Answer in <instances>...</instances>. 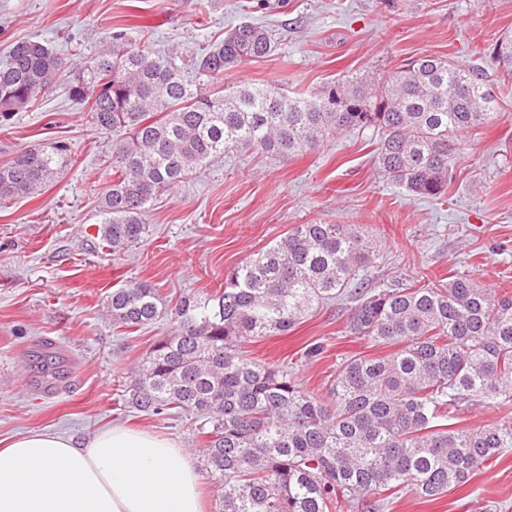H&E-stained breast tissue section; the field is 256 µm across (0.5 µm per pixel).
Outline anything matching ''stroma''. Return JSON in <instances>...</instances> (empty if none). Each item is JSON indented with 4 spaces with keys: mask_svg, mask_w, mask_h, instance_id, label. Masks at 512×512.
Returning a JSON list of instances; mask_svg holds the SVG:
<instances>
[{
    "mask_svg": "<svg viewBox=\"0 0 512 512\" xmlns=\"http://www.w3.org/2000/svg\"><path fill=\"white\" fill-rule=\"evenodd\" d=\"M243 22L272 31L276 50L226 71L224 84H266L316 93L345 77L387 73L426 55L484 71L496 119L460 133L463 158L439 199L411 195L374 163L378 134H339L288 158L232 152L162 194L148 235L115 254L99 228L112 177L111 133L67 93L68 77L17 113L0 132V166L34 146L62 142L72 163L31 198L0 202V443L47 430L81 441L115 425L139 426L184 448L201 465L191 420L146 415L127 405L133 373L171 323L113 325L107 296L130 282L168 304L210 297L225 274L297 224H356L378 240L365 271L376 290L469 275L512 291V86L489 47L512 34V0H0V61L32 38L85 62L126 31L173 55L189 78L212 88L194 63ZM348 303L310 312L285 336L247 344L251 358L292 368L302 391L327 397L337 365L380 355L344 335ZM52 342L63 361L46 385L35 358ZM321 345L319 355L306 351ZM382 512H512V450L438 498L400 492Z\"/></svg>",
    "mask_w": 512,
    "mask_h": 512,
    "instance_id": "stroma-1",
    "label": "stroma"
}]
</instances>
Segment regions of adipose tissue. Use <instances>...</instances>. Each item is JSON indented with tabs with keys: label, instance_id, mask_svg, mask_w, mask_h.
I'll return each instance as SVG.
<instances>
[{
	"label": "adipose tissue",
	"instance_id": "obj_1",
	"mask_svg": "<svg viewBox=\"0 0 512 512\" xmlns=\"http://www.w3.org/2000/svg\"><path fill=\"white\" fill-rule=\"evenodd\" d=\"M0 512H204L184 449L115 425L84 443L31 431L0 448Z\"/></svg>",
	"mask_w": 512,
	"mask_h": 512
}]
</instances>
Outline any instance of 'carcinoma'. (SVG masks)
<instances>
[{
    "mask_svg": "<svg viewBox=\"0 0 512 512\" xmlns=\"http://www.w3.org/2000/svg\"><path fill=\"white\" fill-rule=\"evenodd\" d=\"M275 48L266 29L243 23L195 65L214 78ZM492 55L512 84V36L498 38ZM67 71L69 97L112 133L100 231L114 252L144 238L157 194L197 168L238 150L307 153L346 129L377 131L387 178L440 198L461 160L458 134L495 116L483 72L438 57L374 81L347 77L315 95L254 84L215 96L188 83L174 57L119 33L88 66L40 40L16 42L0 66V129ZM70 163L61 143L19 151L0 166V200L32 196ZM374 252L354 224H296L204 300L170 308L145 282L108 296L115 324L172 320L137 370L128 404L193 420L220 487L215 512H380L382 492L438 496L512 448V416L477 428L452 423L472 405L512 404V292L466 275L372 291L361 272ZM344 300L352 303L346 335L393 352L342 360L329 397L306 394L292 371L244 354L253 339L284 336L313 308Z\"/></svg>",
    "mask_w": 512,
    "mask_h": 512,
    "instance_id": "1",
    "label": "carcinoma"
}]
</instances>
